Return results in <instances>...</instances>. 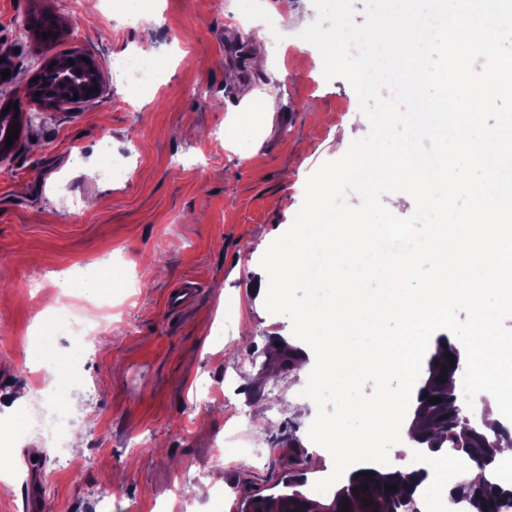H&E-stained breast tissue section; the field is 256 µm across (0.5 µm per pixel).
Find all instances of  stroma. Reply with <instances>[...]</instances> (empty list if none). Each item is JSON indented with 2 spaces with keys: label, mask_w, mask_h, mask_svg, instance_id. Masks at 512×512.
I'll list each match as a JSON object with an SVG mask.
<instances>
[{
  "label": "stroma",
  "mask_w": 512,
  "mask_h": 512,
  "mask_svg": "<svg viewBox=\"0 0 512 512\" xmlns=\"http://www.w3.org/2000/svg\"><path fill=\"white\" fill-rule=\"evenodd\" d=\"M135 2L0 0V100L37 115L0 158V443L12 463L0 512H27L30 489L39 512H100L104 499L121 512H241L247 496L282 493L294 440L306 485L333 470L308 437L315 355L275 373L277 342L301 341L253 284L308 177L368 121L300 37L312 0H151L146 26L126 18ZM244 9L246 39L230 20ZM43 11L61 24L47 45L19 28ZM266 15L287 26L259 70ZM68 56L98 65L99 95L40 107L25 91L37 62ZM137 58L149 69L138 86L121 76ZM266 94L279 109L253 111ZM188 277L195 299L170 308ZM26 388L35 399L18 402ZM49 396L71 407L55 430L65 462L29 428Z\"/></svg>",
  "instance_id": "obj_1"
}]
</instances>
